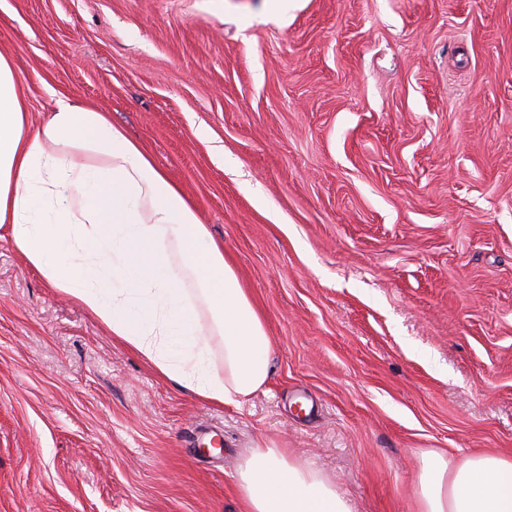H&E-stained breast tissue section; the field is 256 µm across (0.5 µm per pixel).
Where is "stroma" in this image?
<instances>
[{
    "label": "stroma",
    "mask_w": 512,
    "mask_h": 512,
    "mask_svg": "<svg viewBox=\"0 0 512 512\" xmlns=\"http://www.w3.org/2000/svg\"><path fill=\"white\" fill-rule=\"evenodd\" d=\"M0 54L141 143L272 341L202 401L0 230V512H239L261 441L416 512L424 453H512V0H0Z\"/></svg>",
    "instance_id": "stroma-1"
}]
</instances>
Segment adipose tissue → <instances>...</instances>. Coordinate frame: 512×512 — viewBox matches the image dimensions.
<instances>
[{
  "label": "adipose tissue",
  "mask_w": 512,
  "mask_h": 512,
  "mask_svg": "<svg viewBox=\"0 0 512 512\" xmlns=\"http://www.w3.org/2000/svg\"><path fill=\"white\" fill-rule=\"evenodd\" d=\"M0 229L56 291L162 377L244 404L270 377L271 341L224 247L107 113L58 100L32 126L0 55ZM243 512H351L327 475L270 445L237 472ZM418 512H512V456H424Z\"/></svg>",
  "instance_id": "1"
}]
</instances>
